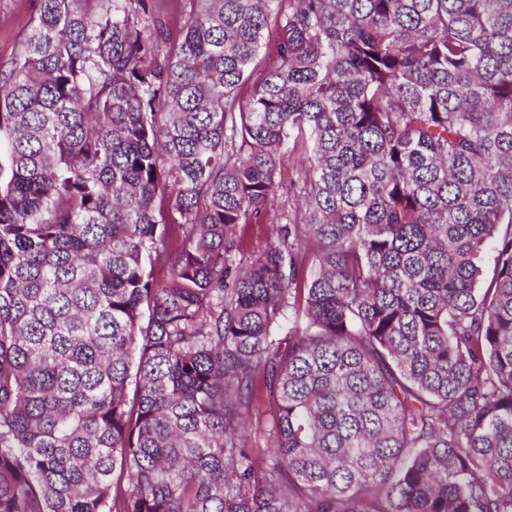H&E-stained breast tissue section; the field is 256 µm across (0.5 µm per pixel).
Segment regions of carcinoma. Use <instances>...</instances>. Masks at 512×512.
<instances>
[{
  "label": "carcinoma",
  "instance_id": "cac0c4a2",
  "mask_svg": "<svg viewBox=\"0 0 512 512\" xmlns=\"http://www.w3.org/2000/svg\"><path fill=\"white\" fill-rule=\"evenodd\" d=\"M178 3L0 68V512H512V0Z\"/></svg>",
  "mask_w": 512,
  "mask_h": 512
}]
</instances>
